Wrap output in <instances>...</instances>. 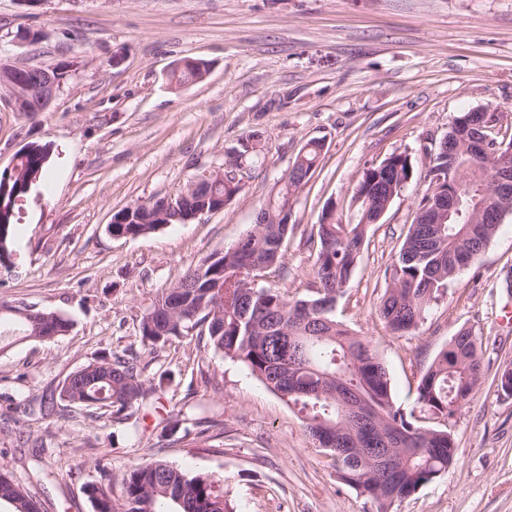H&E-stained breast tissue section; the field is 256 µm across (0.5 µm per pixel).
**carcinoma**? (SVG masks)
<instances>
[{
    "label": "carcinoma",
    "instance_id": "1",
    "mask_svg": "<svg viewBox=\"0 0 512 512\" xmlns=\"http://www.w3.org/2000/svg\"><path fill=\"white\" fill-rule=\"evenodd\" d=\"M498 115L489 112L484 134L489 150L471 154L469 113L457 116L448 131L450 148L439 147L434 166L448 169V190L460 187L463 217L444 224H426L430 213L428 194L409 224L393 263L392 280L379 311L386 328L405 335L416 330L431 305L448 288V282L476 265L481 253L496 236L502 221L512 215V200L490 192L495 171L512 165V139L498 141L492 132ZM323 153L320 140H310L293 165L312 173ZM45 155L37 150L20 154L23 175L7 179L19 190L27 178L47 173ZM413 175L411 158L393 154L385 164L366 168L351 201L358 221L343 224L334 209L323 210L316 225L318 249L312 267L319 283L311 299L290 300L278 288L249 285L248 277H269L283 264L287 224H254L219 261L204 258L162 292L142 317L139 338L152 350L165 348L175 338L205 327L211 349L241 362L252 375L288 404L305 414L314 446L331 457L341 480L376 505V512H390L395 500L387 490L404 498L434 481L451 466L455 456L450 423L470 402L483 378L479 341L470 330L455 335L417 387V400L444 425L429 427L396 406L388 370L369 342L336 320L328 296H339L361 258L370 225L363 223L368 203L378 205L390 189L396 192ZM232 186L219 182L184 200V209L159 211L122 209L113 214L112 230L137 237L152 233L163 223L182 224L183 211L212 209ZM12 314H0V350L11 345L9 337L37 340L29 323L26 304L11 306ZM45 324L68 334L70 320L45 308L39 309ZM156 391L138 360L102 355L68 374L60 384L59 399L77 405L107 409L120 416L140 406ZM391 460L387 474L379 475L378 455ZM96 512H233L220 484L203 473H194L166 461L138 464L121 479V500L106 488L87 486ZM0 499L14 512H38L32 496L13 476L0 468Z\"/></svg>",
    "mask_w": 512,
    "mask_h": 512
}]
</instances>
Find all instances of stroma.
I'll return each mask as SVG.
<instances>
[{
    "instance_id": "35a3bbf8",
    "label": "stroma",
    "mask_w": 512,
    "mask_h": 512,
    "mask_svg": "<svg viewBox=\"0 0 512 512\" xmlns=\"http://www.w3.org/2000/svg\"><path fill=\"white\" fill-rule=\"evenodd\" d=\"M0 59L70 65L47 111H14L0 89V170L26 146L49 152L0 259V301L73 321L57 341L22 340L0 353V467L41 512H94L88 483L119 486L152 459L220 480L235 512H369L314 448L302 414L241 362L194 335L153 353L138 333L158 293L255 223L312 139L325 148L290 199L283 268L268 286L313 298L322 210L355 221L351 196L364 169L409 154L413 176L370 228L335 314L382 359L396 405L425 425L437 419L417 386L460 329L481 338L484 376L452 422L448 471L391 512H512V396L497 387L512 368V218L414 332L392 334L379 315L454 119L484 108L512 130V0H0ZM184 59L209 71L173 86L169 72ZM253 133L242 190L223 211L136 238L108 232L116 211L175 196ZM104 351L137 356L151 378L171 377L120 420L61 401L36 413ZM198 421L211 422L209 439L185 437Z\"/></svg>"
}]
</instances>
